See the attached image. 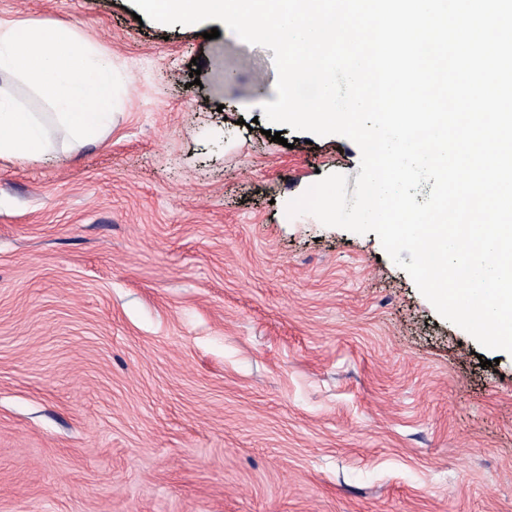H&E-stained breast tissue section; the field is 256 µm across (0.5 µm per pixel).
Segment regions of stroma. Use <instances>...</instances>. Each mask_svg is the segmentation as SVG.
Segmentation results:
<instances>
[{"label": "stroma", "instance_id": "stroma-1", "mask_svg": "<svg viewBox=\"0 0 512 512\" xmlns=\"http://www.w3.org/2000/svg\"><path fill=\"white\" fill-rule=\"evenodd\" d=\"M134 10L0 0L121 79L96 141L0 158V512H512V354L286 214L359 147L264 120L271 50Z\"/></svg>", "mask_w": 512, "mask_h": 512}]
</instances>
